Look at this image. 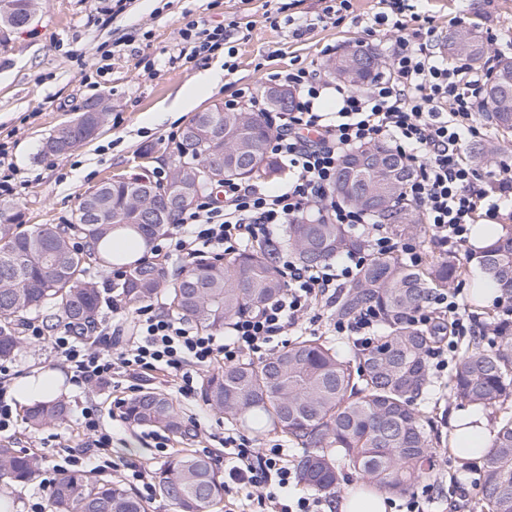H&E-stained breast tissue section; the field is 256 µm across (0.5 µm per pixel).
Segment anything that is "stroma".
Wrapping results in <instances>:
<instances>
[{
    "label": "stroma",
    "instance_id": "1",
    "mask_svg": "<svg viewBox=\"0 0 512 512\" xmlns=\"http://www.w3.org/2000/svg\"><path fill=\"white\" fill-rule=\"evenodd\" d=\"M287 2L290 23L274 24L266 15L265 0H129L118 14L112 11V0H44L29 25L0 42V145L15 171L7 203L22 212L26 223L66 224L80 196L108 176L169 172L178 146L170 134L182 130L186 120L172 117L167 109L204 69L222 71L223 77L199 102L202 110L223 103L246 84L264 91L268 73L285 69L291 60L324 69L330 59L327 46L342 53L364 39L384 55L398 36L386 26L366 36L378 0H351L342 25L318 24L297 41L288 33L290 24L316 18L325 0ZM410 3L431 16L441 37L459 20L473 21L475 10H482L487 27L503 36L490 43V56H512V47L505 44L512 38V0ZM200 17L235 24L232 73H224L220 53L206 61L179 59V31ZM144 57L153 61V71L144 70ZM99 67L104 74L98 86H88L87 75ZM96 98L110 103L102 133L66 155H43V138ZM62 400L68 406L64 421L35 433L21 422L10 439L19 453L37 451L48 470L60 462L58 441L79 437L78 416L85 399L72 389ZM177 404L186 424H200L216 436L236 425L207 406L201 395L178 398ZM114 427L113 459L148 460L156 469L164 465L156 449V430L132 428L119 420ZM481 470L480 460L463 461L451 452L443 455L429 479L434 490L428 512H479Z\"/></svg>",
    "mask_w": 512,
    "mask_h": 512
}]
</instances>
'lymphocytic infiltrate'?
<instances>
[{"label":"lymphocytic infiltrate","mask_w":512,"mask_h":512,"mask_svg":"<svg viewBox=\"0 0 512 512\" xmlns=\"http://www.w3.org/2000/svg\"><path fill=\"white\" fill-rule=\"evenodd\" d=\"M380 4L374 25L393 26L400 36L390 49L386 69L366 89H348L294 63L270 74L271 82L296 93L292 111L278 114V132L268 144L271 155L288 164L287 190L269 193L256 184L230 180L220 194L202 191L180 214L175 230L152 248L153 257L188 262L206 253L220 259L247 244L272 247L283 282L279 296L226 323L220 337L174 318L158 304L138 307L132 328L106 324L90 339L69 326L52 331L43 321H27V341L50 343L77 390L89 393L122 376L134 392L161 379L188 397L199 375L215 364L270 357L279 337L323 323L336 335L352 337L359 349L376 346L379 317L373 308L348 319L323 316V308L335 307L343 287L373 259L397 255L419 266L428 254L419 242L397 237L387 225L333 198L338 162L354 148L383 140L416 167L404 199L420 210L430 236L441 246L463 244L478 217L512 208V163L502 162L499 171L481 174L463 151L465 142L481 133L478 103L491 67L474 69L439 58L429 15L413 11L407 0ZM230 35L223 24L205 18L190 21L179 32L182 55L191 61L221 52L225 70H232ZM329 89L336 93V109L324 112L319 102ZM320 205L328 221L364 237L366 249L307 267L280 248L283 227ZM411 320L437 330L441 341L430 358L439 374L448 370L458 339L473 331L459 288L433 295ZM79 425L82 447L66 441L58 445L64 463L109 468L123 483L153 492L151 465H119L103 458V451L112 446V431L97 404L82 408ZM223 443L227 512H325L331 506V499L316 495L288 496L297 474L280 444L258 448L236 432L225 433Z\"/></svg>","instance_id":"1"}]
</instances>
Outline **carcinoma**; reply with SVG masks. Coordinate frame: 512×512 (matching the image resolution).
<instances>
[{
  "label": "carcinoma",
  "mask_w": 512,
  "mask_h": 512,
  "mask_svg": "<svg viewBox=\"0 0 512 512\" xmlns=\"http://www.w3.org/2000/svg\"><path fill=\"white\" fill-rule=\"evenodd\" d=\"M28 0H0V27L23 26ZM470 54L448 50V57L477 64L485 55L481 36ZM480 112L495 131V140L470 146L477 164L512 149V101L500 111L497 100L485 93ZM71 148L84 142L87 125L105 121V113L82 112L75 117ZM273 127L263 112H226L220 106L197 112L186 123L178 145L179 158L166 181L148 177L103 182L80 199L73 223L23 222L13 206L0 204V360L21 348L20 328L34 313L51 309L57 322L75 327L94 324L101 293L86 280L93 267L126 268L120 283L125 299L135 305L153 302L163 293L170 308L203 331H220L232 318L251 311L279 294L282 283L267 248H248L223 261L201 257L171 277L168 267L148 259L131 261L140 248L167 234L178 212L166 210L160 194L173 189L191 198L219 181L202 168L212 159L224 162L223 179H272L280 167L268 154ZM374 151L412 166L390 146L377 141ZM348 157L337 166L332 194L364 211L395 234L412 236L424 229L418 210L403 203L408 179L380 173L352 175ZM366 195L386 198L382 210L363 209ZM116 228L141 236L124 248L105 244ZM494 241L480 250L479 264L490 274L501 296L512 301V226L500 235L480 225ZM79 234L80 247L72 244ZM288 246L304 265H316L365 242L349 236L339 224L312 216L288 225ZM458 267L436 258L410 268L396 256L368 263L336 302L338 318L373 307L380 314L384 334L380 343L362 350L350 361L325 341L295 340L272 357L255 363L243 360L210 374L202 385L203 401L242 424H255L288 438L303 449L296 460L301 482L329 493L351 472L380 493L404 496L415 491L436 466L448 436L439 429L438 409L424 415L415 407L430 384L428 355L440 336L410 322L429 296L445 291ZM486 328L495 341L473 338L458 358L451 375L452 396L461 404L499 409L497 425L483 453L480 508L512 512V321L487 314ZM66 406L59 400L37 402L24 412L34 430L62 420ZM132 426L163 429L186 436L188 429L173 399L161 391L145 390L124 407ZM42 467L36 453L20 454L0 443V481L27 484ZM160 495L175 512H220L224 477L210 458L182 448L154 475ZM52 512H150L136 493L110 480L85 472H65L54 483Z\"/></svg>",
  "instance_id": "obj_1"
}]
</instances>
